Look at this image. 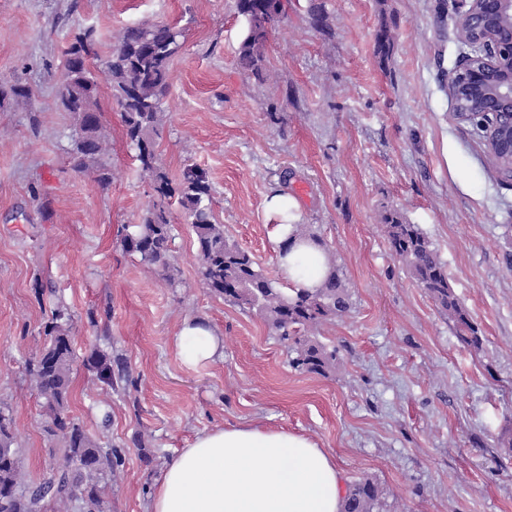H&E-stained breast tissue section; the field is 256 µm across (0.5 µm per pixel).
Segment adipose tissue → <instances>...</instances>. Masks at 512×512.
Segmentation results:
<instances>
[{
    "label": "adipose tissue",
    "instance_id": "ef3b65f1",
    "mask_svg": "<svg viewBox=\"0 0 512 512\" xmlns=\"http://www.w3.org/2000/svg\"><path fill=\"white\" fill-rule=\"evenodd\" d=\"M278 264L290 287L321 286L331 266L327 250L292 236L297 201L280 191L266 199ZM190 367L223 357L208 323L185 321L175 343ZM342 479L333 457L308 437L244 423L196 436L165 468L149 512H340Z\"/></svg>",
    "mask_w": 512,
    "mask_h": 512
}]
</instances>
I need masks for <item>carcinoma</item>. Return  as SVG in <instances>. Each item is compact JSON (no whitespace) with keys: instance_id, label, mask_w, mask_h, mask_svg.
<instances>
[{"instance_id":"obj_1","label":"carcinoma","mask_w":512,"mask_h":512,"mask_svg":"<svg viewBox=\"0 0 512 512\" xmlns=\"http://www.w3.org/2000/svg\"><path fill=\"white\" fill-rule=\"evenodd\" d=\"M236 10L245 23L238 64L263 83L267 80L266 43L286 17L285 4L283 0H236ZM393 26L385 20L376 33V54L383 66L395 47ZM181 37L182 31L171 26H128L120 31L103 63L126 138L158 198L139 223L124 228L122 249L176 286L179 269L171 254V224L164 207L166 201L176 199L191 219L196 273L205 288L229 304L256 311L287 347L294 370L326 376L336 369V349L329 348L317 334L323 326L345 317L352 307L351 294L336 266H331L321 287L311 292L284 291L277 280L257 267L247 251L229 242L224 225L212 221L206 173L190 165L174 183L158 164L154 135L162 121L170 64ZM86 42L95 46L91 29L77 33L65 48L61 87L62 105L76 121L74 146L81 165L86 160L97 161L105 151L96 101L98 82L80 57V47ZM380 223L392 252L447 316L459 340L470 348H480L483 339L478 327L449 288L443 265L419 226L406 223L396 210L381 213ZM72 324L68 309L57 305L45 326L47 342L26 369L29 386L50 419L46 432L61 443L63 461L31 487L20 464L12 414L9 407L0 405V512H110L104 492L109 482L118 478V452L104 447L70 415V399L80 366L109 387L123 374L114 371L112 357L99 349L77 359ZM381 497L377 483L360 479L343 497L340 512H382Z\"/></svg>"}]
</instances>
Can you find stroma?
Returning <instances> with one entry per match:
<instances>
[{
    "label": "stroma",
    "instance_id": "35a3bbf8",
    "mask_svg": "<svg viewBox=\"0 0 512 512\" xmlns=\"http://www.w3.org/2000/svg\"><path fill=\"white\" fill-rule=\"evenodd\" d=\"M313 1L327 31L308 22ZM461 3L288 0L265 49L278 81L261 84L237 61L235 0H0V401L31 480L62 460L25 376L61 303L75 318L77 356L103 350L129 375L111 390L79 372L70 400L121 454L104 494L112 512H148L163 469L197 434L245 422L314 439L345 485H380L383 512H512V185L446 92ZM386 12L396 39L383 66L375 35ZM141 23L184 32L155 138L169 177L203 169L215 222L269 276L280 275L265 211L273 190L298 200L329 250L352 300L323 335L339 351L329 376L295 372L258 315L202 288L178 203L168 217L179 287L123 253L124 226L156 195L104 82L110 184L95 182L96 164L79 167L74 116L60 101L62 50L94 27L89 67L99 73L118 33ZM387 209L432 242L481 349L459 341L394 256L379 223ZM195 318L220 333L224 357L190 368L175 340Z\"/></svg>",
    "mask_w": 512,
    "mask_h": 512
}]
</instances>
